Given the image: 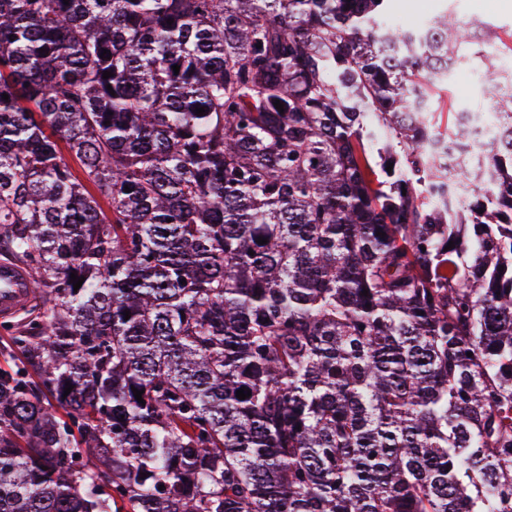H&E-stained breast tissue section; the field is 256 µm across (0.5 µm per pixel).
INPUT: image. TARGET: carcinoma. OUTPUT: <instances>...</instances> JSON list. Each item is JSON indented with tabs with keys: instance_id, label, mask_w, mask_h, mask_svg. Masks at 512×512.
Returning a JSON list of instances; mask_svg holds the SVG:
<instances>
[{
	"instance_id": "carcinoma-1",
	"label": "carcinoma",
	"mask_w": 512,
	"mask_h": 512,
	"mask_svg": "<svg viewBox=\"0 0 512 512\" xmlns=\"http://www.w3.org/2000/svg\"><path fill=\"white\" fill-rule=\"evenodd\" d=\"M388 4L0 0V512H512V70L449 170ZM484 112H459L458 119L464 124L468 125L472 132L471 149L484 148L487 144L486 128L483 121ZM14 262H0V333H5L1 326L26 325L38 307L36 303L30 311L21 314L31 307L34 293L29 273Z\"/></svg>"
}]
</instances>
